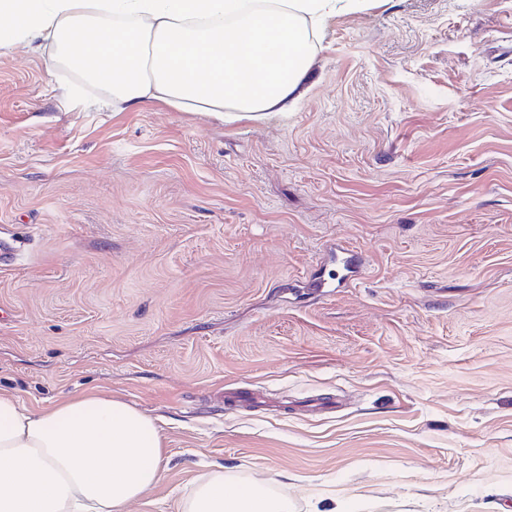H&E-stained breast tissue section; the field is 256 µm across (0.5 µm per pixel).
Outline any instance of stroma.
Returning a JSON list of instances; mask_svg holds the SVG:
<instances>
[{"instance_id": "stroma-1", "label": "stroma", "mask_w": 512, "mask_h": 512, "mask_svg": "<svg viewBox=\"0 0 512 512\" xmlns=\"http://www.w3.org/2000/svg\"><path fill=\"white\" fill-rule=\"evenodd\" d=\"M307 87L284 118L116 112L0 48V390L157 417L128 512L212 464L294 512H512V0L340 11Z\"/></svg>"}]
</instances>
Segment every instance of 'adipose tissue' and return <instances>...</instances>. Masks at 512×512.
I'll return each mask as SVG.
<instances>
[{
  "instance_id": "obj_1",
  "label": "adipose tissue",
  "mask_w": 512,
  "mask_h": 512,
  "mask_svg": "<svg viewBox=\"0 0 512 512\" xmlns=\"http://www.w3.org/2000/svg\"><path fill=\"white\" fill-rule=\"evenodd\" d=\"M339 0H0V47L49 53L105 89L116 109L160 101L218 121L287 113L305 93L311 23ZM155 420L104 393L30 409L0 391V512H127L160 479ZM182 512H288L223 467Z\"/></svg>"
}]
</instances>
